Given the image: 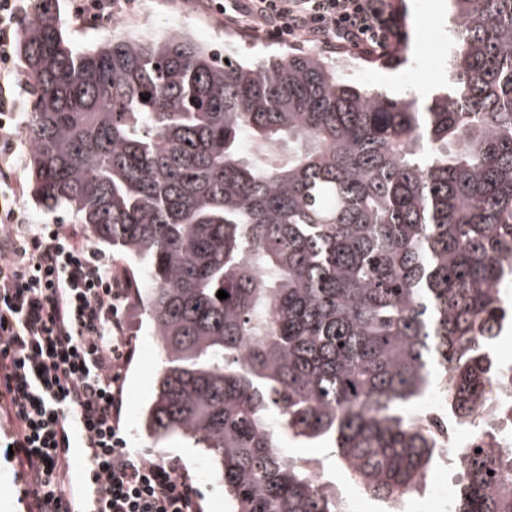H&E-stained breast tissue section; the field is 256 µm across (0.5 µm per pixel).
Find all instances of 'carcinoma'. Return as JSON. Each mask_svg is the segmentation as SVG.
<instances>
[{"label":"carcinoma","mask_w":512,"mask_h":512,"mask_svg":"<svg viewBox=\"0 0 512 512\" xmlns=\"http://www.w3.org/2000/svg\"><path fill=\"white\" fill-rule=\"evenodd\" d=\"M20 43L32 198L121 253L163 356L143 420L208 453L232 512H343L279 442L397 501L466 410L512 279V0H453V87L423 106L320 56L217 60L180 32ZM228 298L219 299L218 290ZM455 512H512V447L450 448Z\"/></svg>","instance_id":"1"}]
</instances>
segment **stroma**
<instances>
[{
  "label": "stroma",
  "mask_w": 512,
  "mask_h": 512,
  "mask_svg": "<svg viewBox=\"0 0 512 512\" xmlns=\"http://www.w3.org/2000/svg\"><path fill=\"white\" fill-rule=\"evenodd\" d=\"M394 2L403 22V41L387 58L358 55L359 68L350 73V80L400 99H415L420 87L429 96L443 91L450 82L444 43L451 20L450 0ZM54 7L65 35L82 49L96 45L105 32L116 26L144 38L169 31L182 32L219 54L229 37L235 57L242 60L262 51L294 57L315 54L332 63L340 56L339 50L315 43L291 44L228 26L223 16L199 7L198 0H117L114 12L91 23L73 15L69 0H54ZM128 324L135 338V354L126 377L125 436L129 446L157 458L178 459L186 473L196 480L203 512H229L223 489L208 475L202 449L180 436L155 439L144 432L143 415L155 392L161 353L138 304L130 305ZM282 448L291 456L320 461L342 494L356 498L358 512H386L383 502L358 493L347 484L330 449L322 445L308 448L288 440L283 441Z\"/></svg>",
  "instance_id": "obj_1"
}]
</instances>
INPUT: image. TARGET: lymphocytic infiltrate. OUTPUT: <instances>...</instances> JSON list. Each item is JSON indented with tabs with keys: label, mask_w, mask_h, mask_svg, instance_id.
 <instances>
[{
	"label": "lymphocytic infiltrate",
	"mask_w": 512,
	"mask_h": 512,
	"mask_svg": "<svg viewBox=\"0 0 512 512\" xmlns=\"http://www.w3.org/2000/svg\"><path fill=\"white\" fill-rule=\"evenodd\" d=\"M228 24L280 40L386 55L402 38L392 0H206ZM28 9L0 0V409L28 512H57L75 466L103 479L101 512H202L178 460L128 448L123 428L129 284L78 224H32L14 176L19 102L14 43ZM97 440L92 457L58 455L68 393Z\"/></svg>",
	"instance_id": "obj_1"
}]
</instances>
